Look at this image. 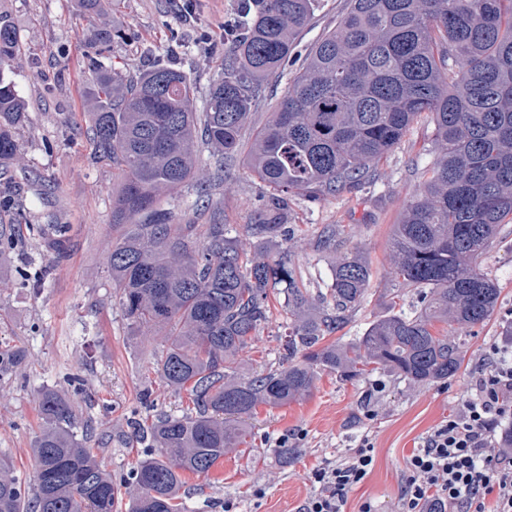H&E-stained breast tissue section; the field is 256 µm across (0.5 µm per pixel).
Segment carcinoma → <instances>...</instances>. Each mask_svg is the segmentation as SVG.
<instances>
[{
  "instance_id": "obj_1",
  "label": "carcinoma",
  "mask_w": 512,
  "mask_h": 512,
  "mask_svg": "<svg viewBox=\"0 0 512 512\" xmlns=\"http://www.w3.org/2000/svg\"><path fill=\"white\" fill-rule=\"evenodd\" d=\"M248 18L224 54V76L197 110L187 76L167 65L97 78L87 110L91 159L123 180L112 199L106 265L134 335L162 332L155 372L185 391L195 412L160 414L146 427L159 456L120 480L77 438V400L54 387L37 394L42 427L32 445L33 482L0 458V512H116L117 486L129 512H185L183 474H206L237 447L260 405L309 395L317 370L350 379L374 365L421 384L457 373L455 336L493 315L500 290L477 266L500 225L512 221V0H348L338 27L312 48L275 112L256 131L247 164L272 191L268 214L247 233L269 243L285 235L288 196L334 195L368 176L422 115L434 124L437 157L421 192L394 225L395 288L388 315L350 342L324 343L343 329L371 286L369 263L345 253L329 297L312 298L284 258L248 257L225 225L175 224L155 203L187 183H224V161L263 82L283 73L319 0H240ZM93 19V44L112 40L103 0H79ZM23 42L0 13V164H20L15 138L25 103L9 77ZM209 161H200V150ZM55 255L66 228L41 229ZM282 286L288 336L278 366L244 378L239 365L270 319L269 290ZM421 307L397 308L400 289Z\"/></svg>"
}]
</instances>
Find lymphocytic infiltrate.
<instances>
[{
    "label": "lymphocytic infiltrate",
    "mask_w": 512,
    "mask_h": 512,
    "mask_svg": "<svg viewBox=\"0 0 512 512\" xmlns=\"http://www.w3.org/2000/svg\"><path fill=\"white\" fill-rule=\"evenodd\" d=\"M512 419V363L481 374L475 392L442 420L406 461L400 512H512V445L496 430ZM373 444L312 472L316 493L304 512H344L346 496L373 463Z\"/></svg>",
    "instance_id": "1"
}]
</instances>
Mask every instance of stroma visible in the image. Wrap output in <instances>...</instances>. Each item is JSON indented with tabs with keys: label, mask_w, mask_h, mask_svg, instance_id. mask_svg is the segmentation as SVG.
<instances>
[{
	"label": "stroma",
	"mask_w": 512,
	"mask_h": 512,
	"mask_svg": "<svg viewBox=\"0 0 512 512\" xmlns=\"http://www.w3.org/2000/svg\"><path fill=\"white\" fill-rule=\"evenodd\" d=\"M347 0H321L310 25L298 36L295 55L306 57L316 42L335 28ZM23 39L24 51L11 78L26 107L16 131L23 167L1 170L11 177L22 206L0 209V228H11L18 214L27 227L15 250L0 256V352L22 349L21 368L0 372V455L16 474L31 479L30 448L41 429L35 404L44 386L64 387L67 377L82 379L85 392L80 425L92 431L91 447L113 477H121L147 446L135 437L132 422L150 425L153 415H179L187 394L166 388L153 371L161 340L140 342L133 336L106 271L112 238V198L122 178L110 164L92 162L83 132L84 114L94 92L89 65L92 27L78 0H0ZM121 38L98 57L101 71L135 74L158 64L183 71L204 103L210 86L224 72L227 37L242 22L239 0H112L109 16ZM429 119L414 123L401 143L374 166L371 179L339 193L288 199V237L258 251L247 225L260 223L272 191L252 176L245 154L226 163L223 184L204 193L193 186L159 197L178 224H206L218 216L229 236L250 254L268 260L287 258L295 278L310 295L326 291L338 250L353 251L371 266L372 294L344 328L362 335L389 312L382 289L392 285L389 247L410 196L423 181L436 151ZM64 224L70 247L52 258L38 227ZM339 229L340 249L320 240L329 227ZM480 266L500 290L497 308L484 326L458 335L463 356L448 379L411 384L395 373L378 370L359 381L326 371L317 375L309 396L284 406H259L248 422L244 441L202 475L184 476L188 512H302L314 495V469L346 458L371 436L374 461L370 474L348 495L345 512H358L369 501L376 512H399L400 484L414 448L474 391L489 369V352L507 345L512 325V223L502 225ZM288 316L276 308L262 325L240 367L247 376L277 361Z\"/></svg>",
	"instance_id": "obj_1"
}]
</instances>
